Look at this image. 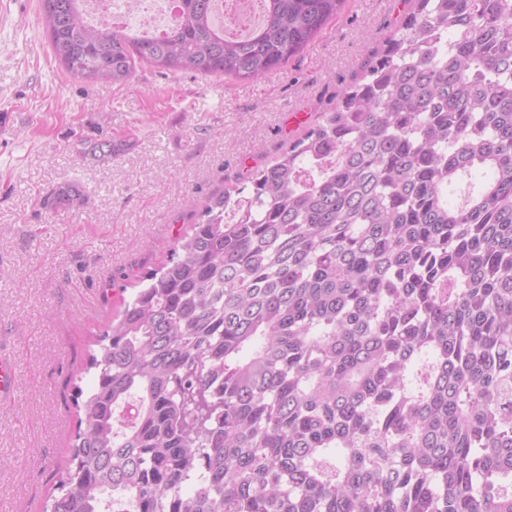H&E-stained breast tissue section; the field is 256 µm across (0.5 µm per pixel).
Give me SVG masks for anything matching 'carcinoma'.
Segmentation results:
<instances>
[{
  "label": "carcinoma",
  "instance_id": "1",
  "mask_svg": "<svg viewBox=\"0 0 512 512\" xmlns=\"http://www.w3.org/2000/svg\"><path fill=\"white\" fill-rule=\"evenodd\" d=\"M42 2L58 63L125 85L281 70L347 0H262L240 36L179 0L151 37ZM411 2L109 323L44 512H512V0Z\"/></svg>",
  "mask_w": 512,
  "mask_h": 512
}]
</instances>
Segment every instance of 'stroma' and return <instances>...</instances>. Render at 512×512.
<instances>
[{
	"mask_svg": "<svg viewBox=\"0 0 512 512\" xmlns=\"http://www.w3.org/2000/svg\"><path fill=\"white\" fill-rule=\"evenodd\" d=\"M407 0H348L286 69L227 82L138 68L132 85L89 84L62 69L42 0H0V345L18 391L0 403V512H42L57 495L89 390L96 338L144 276L164 265L206 200L336 103L398 29ZM87 138L126 141L116 158ZM80 183L84 204L40 199ZM84 204V194L78 183L63 181L53 188L41 200L44 209L58 212H69Z\"/></svg>",
	"mask_w": 512,
	"mask_h": 512,
	"instance_id": "obj_1",
	"label": "stroma"
}]
</instances>
